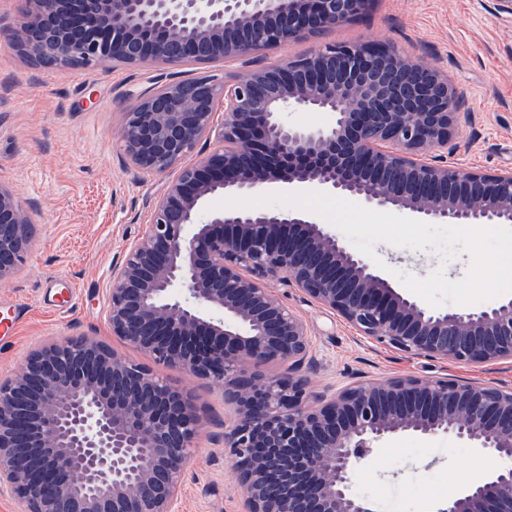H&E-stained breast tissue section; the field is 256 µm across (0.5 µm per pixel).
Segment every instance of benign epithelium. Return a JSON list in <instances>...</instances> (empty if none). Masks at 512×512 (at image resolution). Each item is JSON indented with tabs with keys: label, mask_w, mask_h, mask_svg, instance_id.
Wrapping results in <instances>:
<instances>
[{
	"label": "benign epithelium",
	"mask_w": 512,
	"mask_h": 512,
	"mask_svg": "<svg viewBox=\"0 0 512 512\" xmlns=\"http://www.w3.org/2000/svg\"><path fill=\"white\" fill-rule=\"evenodd\" d=\"M28 3L12 50L66 71L267 57L352 22L367 0ZM126 96L124 165L178 173L112 268L105 316L112 335L222 391L242 512H374L353 479L400 433L446 434L504 462L431 512H512V385L445 374L315 390L309 328L265 283L300 290L374 345L466 365L512 361V298L429 308L309 214L206 206L309 185L426 223L512 224V166L448 164L461 107L448 76L393 45L326 43L230 80L176 78ZM312 111L334 119L287 118ZM204 138L215 151L182 166ZM36 214L0 182L1 283L26 263ZM201 429L186 393L152 369L84 335L49 339L0 378V488L23 512H174ZM368 258L372 261V263L379 270H381L383 272V274L391 282L393 288H395L398 292L414 296L421 304H423V305H425L427 307H430V308H436V309H455V310H458V309H477V308H481V307H485V306L491 305V304H493V303H495V302H497V301H499V300H501L503 298L510 297V296L512 297V293H507V294L501 295V296H499V297H497L495 299H492V300H489V301L480 302V303H476V304H471V305H456V304L447 303V304H444V305L439 306V307H431L429 304H427L418 295H416V294L412 293L411 291H409L408 289H406L402 285V283L398 280V278L395 275H393L390 271L379 267L370 257H368Z\"/></svg>",
	"instance_id": "7a95c632"
}]
</instances>
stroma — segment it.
<instances>
[{
	"label": "stroma",
	"mask_w": 512,
	"mask_h": 512,
	"mask_svg": "<svg viewBox=\"0 0 512 512\" xmlns=\"http://www.w3.org/2000/svg\"><path fill=\"white\" fill-rule=\"evenodd\" d=\"M25 0H0V180L25 201L38 203L33 251L23 272L0 284V318L14 321L0 341V375L19 369L30 350L52 338L86 335L122 356L148 363L126 345L105 318L112 268L147 229L152 200L167 183L139 179L121 160L118 128L122 92L167 81L171 70L115 67L32 68L7 47ZM323 42H385L447 73L469 121L448 160L480 171L512 166V15L498 0H369L350 24L326 32ZM389 268L423 278L443 270L451 281L470 268L467 253L450 261L431 250L376 244ZM272 296L306 321L320 362L314 387L342 386L362 373L379 380L442 374L487 385L512 381V363L470 367L412 359L371 344L335 312L280 282ZM157 374L190 397L204 424L188 461L177 512H240L241 489L213 437L229 408L207 381L164 365ZM497 465L445 436L399 434L381 442L356 475L355 493L375 512H429L456 497Z\"/></svg>",
	"instance_id": "35a3bbf8"
}]
</instances>
